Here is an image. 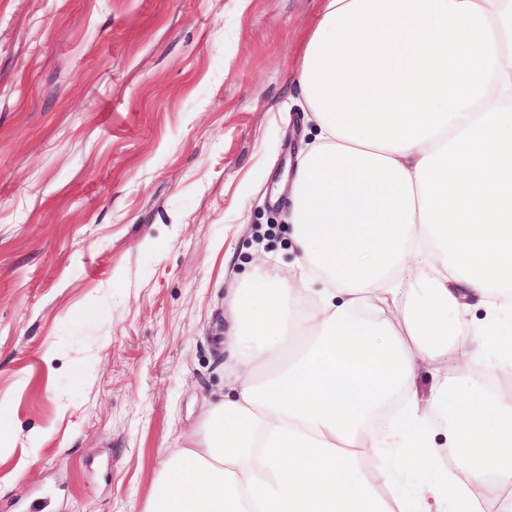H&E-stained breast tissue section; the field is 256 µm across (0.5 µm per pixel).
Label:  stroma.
I'll return each mask as SVG.
<instances>
[{"label": "stroma", "instance_id": "obj_1", "mask_svg": "<svg viewBox=\"0 0 512 512\" xmlns=\"http://www.w3.org/2000/svg\"><path fill=\"white\" fill-rule=\"evenodd\" d=\"M322 4L0 0V512H140L227 393Z\"/></svg>", "mask_w": 512, "mask_h": 512}]
</instances>
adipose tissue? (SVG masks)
<instances>
[{
    "mask_svg": "<svg viewBox=\"0 0 512 512\" xmlns=\"http://www.w3.org/2000/svg\"><path fill=\"white\" fill-rule=\"evenodd\" d=\"M296 82V270L228 298L232 391L141 512H447V476L404 473L449 448L453 497L512 512V354L491 396L448 369L512 313V0H323Z\"/></svg>",
    "mask_w": 512,
    "mask_h": 512,
    "instance_id": "1",
    "label": "adipose tissue"
}]
</instances>
